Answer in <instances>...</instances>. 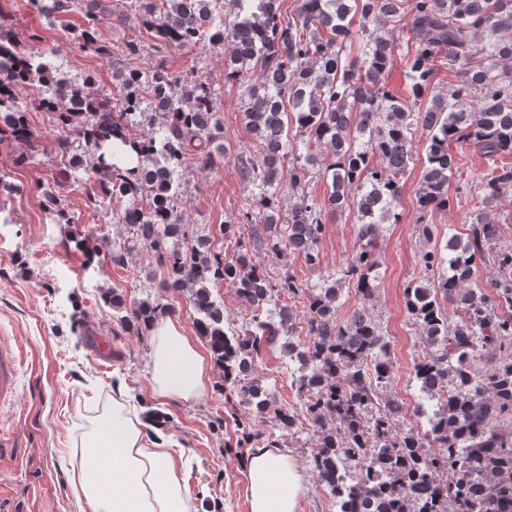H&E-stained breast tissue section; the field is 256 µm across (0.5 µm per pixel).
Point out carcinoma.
Segmentation results:
<instances>
[{
	"mask_svg": "<svg viewBox=\"0 0 512 512\" xmlns=\"http://www.w3.org/2000/svg\"><path fill=\"white\" fill-rule=\"evenodd\" d=\"M27 6L46 17L80 10L84 25L72 38L86 50L112 54L96 39L104 21L99 0H27ZM134 11L154 48L221 46L224 79L257 74L245 89L244 116L259 152L239 164L255 195L238 221L262 223L270 250L316 266L327 212L353 208L359 247L344 266L316 284L293 273L275 284L246 251L200 249L175 203L187 161L211 166L214 152L224 150V122L209 82L161 64L116 72L117 94L100 96L90 81L55 76L49 54H24L0 33V142L36 150L38 135L17 91L46 88L39 107L62 130L57 147L70 156L67 179L86 181L96 209L115 202L112 221L132 235L112 244V261L122 265L145 248L165 264L162 287L187 294L200 314L196 329L223 371L224 390L237 391L242 404L269 420L266 447H279L275 432L292 433L300 418L311 422L318 444L308 462L336 499V512H512V244H499L500 225L477 216L466 238L450 236L444 247L421 254L420 275L406 288V308L430 347L414 363V377L437 400L431 413L416 409L427 417L424 433L395 431L403 406L377 402L392 365L385 335L367 312L379 280L373 246L381 225L398 222L393 205L414 163L417 132L426 134L421 213L454 206L448 181L460 170L449 149L453 141L470 142L488 163L479 184L482 203L512 189V165L503 161L512 155V0H299L289 13L279 0H134ZM352 13L360 16L356 31ZM406 17L412 50L405 55L404 99L385 80L393 43L369 23ZM355 35L361 55L348 63L345 49ZM437 66L453 72L457 84L427 104ZM473 89L478 95L468 102ZM141 126L148 132L138 133ZM294 127L302 139L291 136ZM327 150L323 176L330 191L319 200L306 191L305 176ZM375 157L382 165L372 164ZM60 185L38 188L42 210L50 223L70 224ZM283 189L294 198L286 210ZM487 262L496 277L486 289L471 287L477 266ZM223 282L250 306L239 329L224 327V301L213 294ZM344 282L355 288L361 308L341 320ZM283 294L303 299L307 326L306 342L282 345L300 364L294 378L300 410L271 409L266 390L243 375L281 333L292 334ZM105 301L126 312L121 322L138 331L166 311L148 298L129 309L115 290ZM482 361L488 366L477 368Z\"/></svg>",
	"mask_w": 512,
	"mask_h": 512,
	"instance_id": "cac0c4a2",
	"label": "carcinoma"
}]
</instances>
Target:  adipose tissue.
<instances>
[{"instance_id":"obj_1","label":"adipose tissue","mask_w":512,"mask_h":512,"mask_svg":"<svg viewBox=\"0 0 512 512\" xmlns=\"http://www.w3.org/2000/svg\"><path fill=\"white\" fill-rule=\"evenodd\" d=\"M147 368L150 396L162 406L194 403L213 389L206 355L170 314L151 328ZM242 468L250 512H297L303 478L288 454L259 447ZM69 473L75 497L91 512H195L175 441L120 386L111 406L87 417Z\"/></svg>"}]
</instances>
